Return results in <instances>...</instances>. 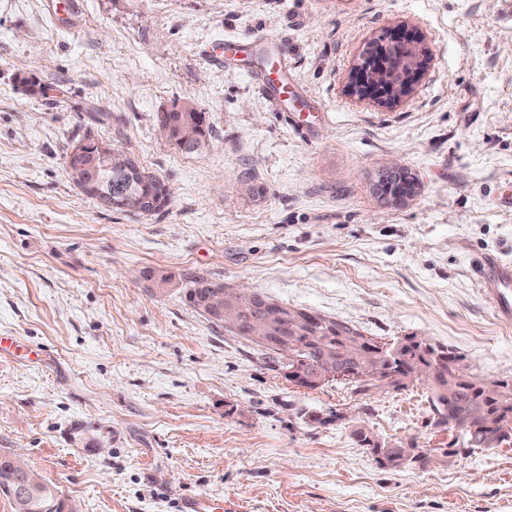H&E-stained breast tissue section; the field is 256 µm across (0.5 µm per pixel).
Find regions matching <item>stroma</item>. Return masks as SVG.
Returning a JSON list of instances; mask_svg holds the SVG:
<instances>
[{
	"label": "stroma",
	"mask_w": 512,
	"mask_h": 512,
	"mask_svg": "<svg viewBox=\"0 0 512 512\" xmlns=\"http://www.w3.org/2000/svg\"><path fill=\"white\" fill-rule=\"evenodd\" d=\"M506 0H0V457L24 452L69 512H512V445L448 454L427 388L308 389L186 301L200 272L391 340L454 349L512 378V323L474 272L512 261V11ZM431 54L390 106L347 91L391 29ZM285 38L314 110L291 126L227 40ZM191 105L185 155L159 112ZM165 179L160 213L112 212L66 172L83 136ZM416 177L406 204L377 180ZM167 275L158 287L157 275ZM416 438L380 465L354 432ZM157 121L169 142L186 155L198 153L211 135L204 113L189 105L159 112ZM387 173L389 176H394L396 178L397 185L400 186V190L398 191L395 197L392 196V201L395 203H402L413 196L415 192V185H417L414 177L412 179L409 177L407 170L403 167V165L392 162L387 167ZM180 512H228L224 509L223 498L209 495L190 496L182 499Z\"/></svg>",
	"instance_id": "35a3bbf8"
}]
</instances>
